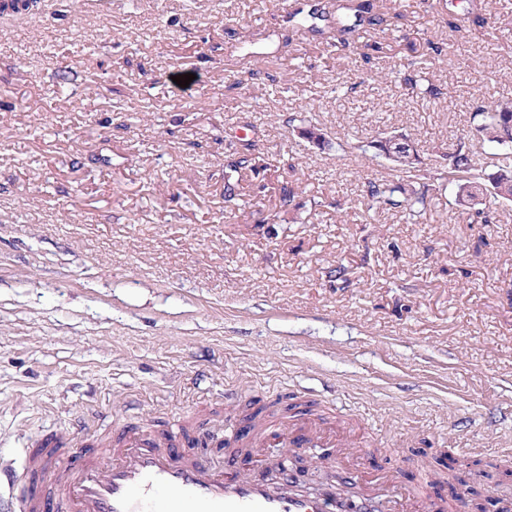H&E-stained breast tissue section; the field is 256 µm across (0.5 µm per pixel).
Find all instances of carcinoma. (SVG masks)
<instances>
[{"instance_id": "1", "label": "carcinoma", "mask_w": 512, "mask_h": 512, "mask_svg": "<svg viewBox=\"0 0 512 512\" xmlns=\"http://www.w3.org/2000/svg\"><path fill=\"white\" fill-rule=\"evenodd\" d=\"M310 17L321 21L336 18L327 42L330 47H347L354 43L358 27L365 22L375 26L386 22V13L376 9V0H346L344 3L336 0L329 6H317ZM472 120L481 143L512 151V103L499 104L492 112L479 106L473 112ZM243 147L242 155L228 165L229 172L224 175V200L227 202L240 196L238 184L232 181V173L246 167L253 170L273 167V156L261 152L256 142L245 138ZM447 184L458 188L460 203L480 195L512 203V157H503L491 173L479 172L470 156L460 151L448 156V164L441 168H422L411 160L399 165L390 179L382 176L367 180L366 211L376 215L400 209L416 220L425 212L431 188ZM272 190L277 212L285 214L299 207L296 181L278 179Z\"/></svg>"}]
</instances>
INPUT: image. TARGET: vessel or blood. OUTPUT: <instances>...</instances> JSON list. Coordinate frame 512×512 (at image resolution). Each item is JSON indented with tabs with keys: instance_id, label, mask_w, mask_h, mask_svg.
I'll return each instance as SVG.
<instances>
[{
	"instance_id": "vessel-or-blood-1",
	"label": "vessel or blood",
	"mask_w": 512,
	"mask_h": 512,
	"mask_svg": "<svg viewBox=\"0 0 512 512\" xmlns=\"http://www.w3.org/2000/svg\"><path fill=\"white\" fill-rule=\"evenodd\" d=\"M334 430L325 418L274 424L245 423L225 454L212 453L208 429L194 436L150 434L118 427L99 442L55 437L37 440L22 468L0 466V478L25 490L18 512H464V500L447 505L440 489H404L395 497L335 485L307 493L288 481H271L252 462L259 449L330 448Z\"/></svg>"
}]
</instances>
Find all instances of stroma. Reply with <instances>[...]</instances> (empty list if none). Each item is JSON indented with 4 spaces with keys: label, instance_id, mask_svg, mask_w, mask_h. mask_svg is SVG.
<instances>
[{
    "label": "stroma",
    "instance_id": "stroma-1",
    "mask_svg": "<svg viewBox=\"0 0 512 512\" xmlns=\"http://www.w3.org/2000/svg\"><path fill=\"white\" fill-rule=\"evenodd\" d=\"M289 2L38 0L0 21V462L95 410L101 435L222 439L294 395L352 430L366 471L413 485L478 459L483 495L512 485V206L471 224L452 187L415 222L364 206L383 136L493 171L471 114L512 98V0H396L335 52L290 16L318 0ZM478 13L494 27L449 32ZM411 59L437 97L405 87ZM246 123L300 178L295 214L261 170L225 202Z\"/></svg>",
    "mask_w": 512,
    "mask_h": 512
}]
</instances>
